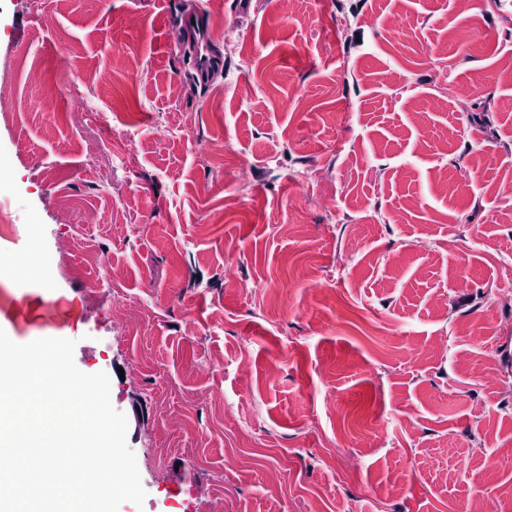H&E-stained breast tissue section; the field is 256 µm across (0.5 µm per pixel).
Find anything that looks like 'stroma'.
Returning a JSON list of instances; mask_svg holds the SVG:
<instances>
[{"instance_id": "obj_1", "label": "stroma", "mask_w": 512, "mask_h": 512, "mask_svg": "<svg viewBox=\"0 0 512 512\" xmlns=\"http://www.w3.org/2000/svg\"><path fill=\"white\" fill-rule=\"evenodd\" d=\"M509 98L512 0H0V329L108 374L118 512H512Z\"/></svg>"}]
</instances>
